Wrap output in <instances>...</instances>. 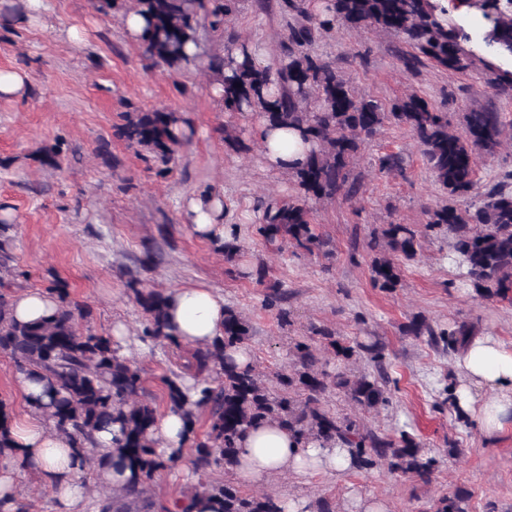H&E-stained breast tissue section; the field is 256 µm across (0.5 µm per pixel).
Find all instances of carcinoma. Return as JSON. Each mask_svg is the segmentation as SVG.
Listing matches in <instances>:
<instances>
[{
  "instance_id": "obj_1",
  "label": "carcinoma",
  "mask_w": 512,
  "mask_h": 512,
  "mask_svg": "<svg viewBox=\"0 0 512 512\" xmlns=\"http://www.w3.org/2000/svg\"><path fill=\"white\" fill-rule=\"evenodd\" d=\"M239 0H135L134 10L145 20L141 36L145 55L157 66L177 69L189 63L187 46L200 47L199 20L214 33L237 12ZM325 13L312 14L310 0H281L288 22L283 59L257 65L249 56L224 76V109L256 113L275 127L299 130L311 144L305 160L290 167L299 195L287 202H270L263 210L256 234L272 245H288L308 252L333 254L330 242L316 233L310 200H351L358 184L350 179V167L364 143L384 124L393 121L414 134L426 165L450 196L475 190L476 167L483 156L494 155L502 146L506 124L501 113L474 110L464 116V133L448 128L447 115L431 109L422 98L411 95L385 112L375 100L359 95L336 71L333 63L313 57L311 47L318 33L338 21L351 31L372 27L398 36L408 50L399 51L407 69L429 61L452 72H464L480 62L493 75L497 94L512 95V70L501 60L512 58V0H472L485 21L483 32L490 48L473 44L464 25L448 18L444 0H326ZM189 121L179 112L156 109L127 113L118 135L128 146L146 150L164 166L175 159L186 138ZM426 227L445 231L453 238V262L464 270L475 293L486 299L512 300V190L495 184L481 194L473 211L445 205L427 213ZM12 225L0 224V287L3 274H11ZM369 247L377 251L372 260L374 284L388 292L401 286L399 260H411L418 252V231L408 224H383L372 228ZM215 249L233 262L242 250L240 230L232 240L213 241ZM135 299L147 315L141 340H168L165 333L166 294L133 289ZM59 307L47 318L20 322L14 318L10 300L0 294V349L10 352L16 369L46 381L49 400L44 403L57 431L88 449L95 462V433L105 426L121 424L123 439L115 452L134 471L133 487L114 491L101 512H130L131 500H149L150 482L173 462L158 451L151 437L157 415L154 400L144 387L142 370L120 354L109 336L81 332L77 320L90 310L69 300L68 289H51ZM288 295L278 289L268 296L267 306L278 307V320L289 324L288 309L281 303ZM406 334L427 336L437 346L444 342L455 351L467 337L479 332L473 322L463 321L436 332L422 317L414 316L404 326ZM250 325L236 309L224 312V337L192 353L187 366L192 386L176 374L164 379L166 407L179 411L188 426L194 450L193 468L201 476L232 464L238 442L251 427L276 423L301 440L344 444L351 448L356 468L387 465L397 475L428 481L438 459L425 451L414 434L379 435L357 421L332 413L325 397L341 390L363 409L389 403L385 346L378 340L344 341L326 326L310 327V335L293 343L289 369L273 374L276 387L268 385L256 367L239 368L225 356L228 348L247 345ZM348 362L367 358L372 373L352 376L332 371L322 359L321 349ZM209 421L203 438L195 426L201 416ZM12 449L9 413L0 402V457ZM204 493L224 502L223 512H281L269 495H248L230 481L200 482L189 494ZM465 497L455 493L434 505V512H466Z\"/></svg>"
}]
</instances>
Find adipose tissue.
<instances>
[{
    "label": "adipose tissue",
    "instance_id": "1",
    "mask_svg": "<svg viewBox=\"0 0 512 512\" xmlns=\"http://www.w3.org/2000/svg\"><path fill=\"white\" fill-rule=\"evenodd\" d=\"M258 138L267 165L274 169L304 160L309 148L299 131L263 122L258 125ZM184 220L209 239L224 240L232 233L224 222L223 201L212 192L191 196L184 207ZM167 306V331L177 342L203 347L223 336L225 302L217 291L200 285L174 288L167 293ZM455 366L458 405L485 437L494 439L512 428V345L491 334H479L458 352ZM18 386L28 412L10 425L15 450L0 461V512H18L16 475L21 471L42 478L55 500L56 512H81L88 496L82 481L89 466L87 456L74 440L57 432L40 409L43 383L22 374ZM151 434L167 454L188 444L184 419L172 409L158 413ZM120 437L121 427L116 423L96 435L103 460L96 474L99 485L108 489L121 490L133 483L131 469L113 454ZM353 467L345 448L306 443L280 427L262 425L242 436L234 472L240 483L258 487L279 476L341 474Z\"/></svg>",
    "mask_w": 512,
    "mask_h": 512
}]
</instances>
